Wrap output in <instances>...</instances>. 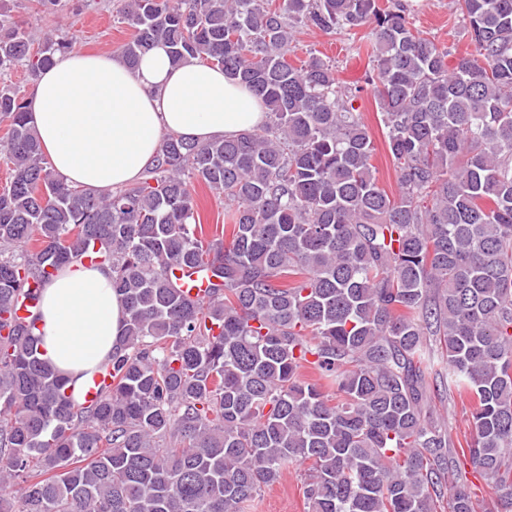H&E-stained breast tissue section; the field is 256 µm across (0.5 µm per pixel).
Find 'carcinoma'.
I'll use <instances>...</instances> for the list:
<instances>
[{"instance_id": "1", "label": "carcinoma", "mask_w": 512, "mask_h": 512, "mask_svg": "<svg viewBox=\"0 0 512 512\" xmlns=\"http://www.w3.org/2000/svg\"><path fill=\"white\" fill-rule=\"evenodd\" d=\"M477 56L424 36L402 0H127L134 66L224 69L261 127L162 138L136 183L57 178L6 84L71 48L0 23V512H244L309 464L308 512H476L466 461L512 512V0H457ZM371 26L368 78L398 191L380 185L356 94L295 28ZM224 198L201 224L196 186ZM112 268L121 344L83 406L17 299L64 265ZM200 287L192 296L189 289ZM473 400L459 456L433 398Z\"/></svg>"}]
</instances>
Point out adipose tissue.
<instances>
[{
    "mask_svg": "<svg viewBox=\"0 0 512 512\" xmlns=\"http://www.w3.org/2000/svg\"><path fill=\"white\" fill-rule=\"evenodd\" d=\"M27 105L53 173L101 191L137 182L164 135L204 143L265 120L260 99L220 68L173 63L163 44L133 68L117 53L59 55L34 82ZM123 321L110 266L74 261L46 284L35 333L45 358L79 392L118 346Z\"/></svg>",
    "mask_w": 512,
    "mask_h": 512,
    "instance_id": "1",
    "label": "adipose tissue"
}]
</instances>
